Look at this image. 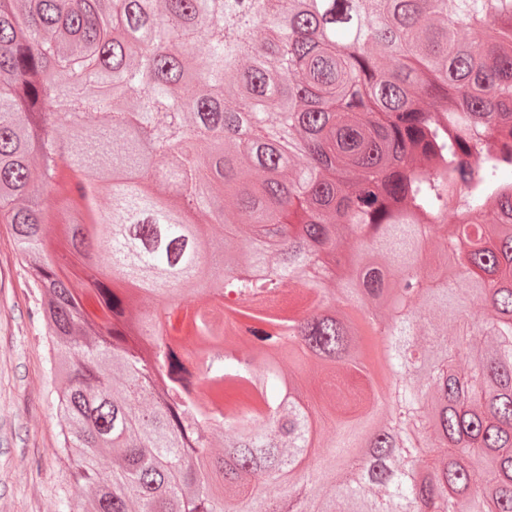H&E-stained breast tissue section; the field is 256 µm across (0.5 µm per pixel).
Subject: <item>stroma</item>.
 <instances>
[{"mask_svg":"<svg viewBox=\"0 0 512 512\" xmlns=\"http://www.w3.org/2000/svg\"><path fill=\"white\" fill-rule=\"evenodd\" d=\"M40 297L0 224V512H54L72 463L58 451Z\"/></svg>","mask_w":512,"mask_h":512,"instance_id":"stroma-1","label":"stroma"}]
</instances>
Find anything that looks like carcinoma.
<instances>
[{
	"instance_id": "1",
	"label": "carcinoma",
	"mask_w": 512,
	"mask_h": 512,
	"mask_svg": "<svg viewBox=\"0 0 512 512\" xmlns=\"http://www.w3.org/2000/svg\"><path fill=\"white\" fill-rule=\"evenodd\" d=\"M510 171L512 0H0L60 508L512 512Z\"/></svg>"
}]
</instances>
